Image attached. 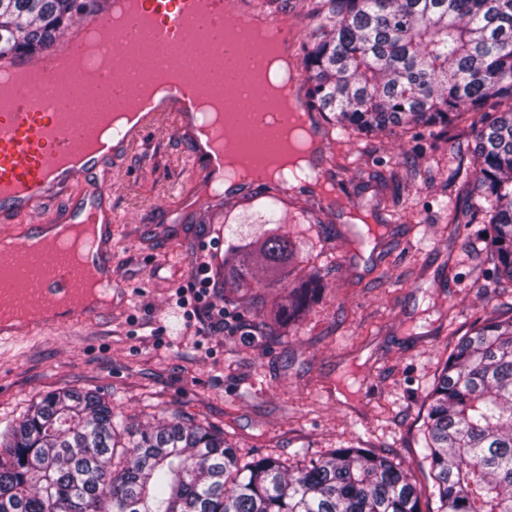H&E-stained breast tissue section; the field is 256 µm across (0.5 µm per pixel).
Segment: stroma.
Here are the masks:
<instances>
[{
	"instance_id": "stroma-1",
	"label": "stroma",
	"mask_w": 512,
	"mask_h": 512,
	"mask_svg": "<svg viewBox=\"0 0 512 512\" xmlns=\"http://www.w3.org/2000/svg\"><path fill=\"white\" fill-rule=\"evenodd\" d=\"M468 123L367 141L329 138L335 205L251 187L200 207L180 197L192 181L188 150L152 132L112 172L115 290L111 308L74 325L0 341V423L41 395L71 388L111 397L128 422L153 426L178 411L223 431L244 459L296 452L317 458L354 445L389 453L418 472L426 397L449 352L488 298L512 300L492 262L473 271L481 224H450L465 192L452 174L467 163ZM279 220L302 272L327 287L280 339L240 327L215 332L175 302L196 263L219 276L224 234L258 238Z\"/></svg>"
}]
</instances>
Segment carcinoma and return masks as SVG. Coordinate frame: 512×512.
Here are the masks:
<instances>
[{
  "label": "carcinoma",
  "instance_id": "1",
  "mask_svg": "<svg viewBox=\"0 0 512 512\" xmlns=\"http://www.w3.org/2000/svg\"><path fill=\"white\" fill-rule=\"evenodd\" d=\"M83 8L80 0H0V54L33 53ZM305 47L317 111L343 135L449 125L469 112L479 165L451 223L489 225L481 253L512 282V0H314ZM224 301L272 340L325 284L292 285L288 231L224 238ZM288 294L253 292L262 282ZM422 458L429 512H512V303L497 304L448 354L428 397ZM422 490L394 457L336 448L285 465L245 461L224 433L171 412L138 428L92 390L49 392L0 432V512H422Z\"/></svg>",
  "mask_w": 512,
  "mask_h": 512
}]
</instances>
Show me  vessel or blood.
<instances>
[{
    "instance_id": "vessel-or-blood-1",
    "label": "vessel or blood",
    "mask_w": 512,
    "mask_h": 512,
    "mask_svg": "<svg viewBox=\"0 0 512 512\" xmlns=\"http://www.w3.org/2000/svg\"><path fill=\"white\" fill-rule=\"evenodd\" d=\"M193 0H142V9L150 18V35L162 48L180 47L185 59H192L204 48V36L192 22ZM49 52L36 56L7 54L0 57V68L28 64L42 70V91L34 96L23 93L16 109L0 111V227L15 228L23 219L36 212L48 215L49 223H86L97 216L100 206L112 204V176L107 162L128 157L141 143L145 133L161 128L183 131L184 94L175 93L173 105L155 110L151 101H141L139 108L150 115L139 132L124 145L109 139L89 148L85 136L82 99L108 96L112 93L109 81L88 84L82 75L70 81V98L60 102L53 94L55 74L47 68ZM89 154L87 163L72 169L69 178L53 183L52 173L60 161ZM189 159L198 171V182L211 179L224 165L216 154L207 156L190 150ZM95 176L91 192L68 210L52 207L63 193L68 192L80 177ZM32 286L26 298L36 306L56 299L76 284L67 263L60 257H41L29 260Z\"/></svg>"
}]
</instances>
